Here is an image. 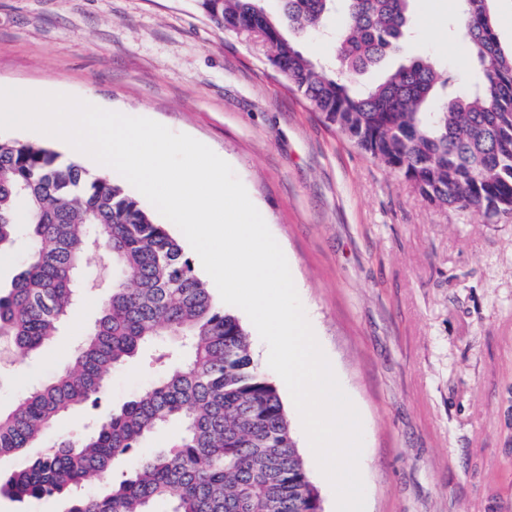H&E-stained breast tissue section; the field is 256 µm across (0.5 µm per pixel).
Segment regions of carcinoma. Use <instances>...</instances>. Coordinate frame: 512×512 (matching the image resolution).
I'll use <instances>...</instances> for the list:
<instances>
[{"mask_svg": "<svg viewBox=\"0 0 512 512\" xmlns=\"http://www.w3.org/2000/svg\"><path fill=\"white\" fill-rule=\"evenodd\" d=\"M342 2L334 69L305 57L290 33L319 30ZM219 30L254 34L272 64L325 120L429 202L474 207L487 223L512 215V52L499 44L488 0H462L457 30L481 81L459 93L427 58L356 89L352 79L394 50L411 0H196ZM32 240L0 293V342L22 356L56 335L82 292L86 257L100 241L112 288L73 358L0 409V493L18 503L55 498L65 512H317L320 496L292 437L276 386L258 369L248 332L213 296L181 244L106 177L47 147L0 138V253L18 226ZM148 357L152 382L100 412L80 437L38 448L62 416L100 406L112 371ZM168 446L136 468L125 462L160 430ZM102 479L92 496L79 492Z\"/></svg>", "mask_w": 512, "mask_h": 512, "instance_id": "cac0c4a2", "label": "carcinoma"}]
</instances>
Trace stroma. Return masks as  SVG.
I'll return each instance as SVG.
<instances>
[{
	"label": "stroma",
	"mask_w": 512,
	"mask_h": 512,
	"mask_svg": "<svg viewBox=\"0 0 512 512\" xmlns=\"http://www.w3.org/2000/svg\"><path fill=\"white\" fill-rule=\"evenodd\" d=\"M459 12L457 0H411L409 36L360 83L427 57L468 89L480 73L448 35ZM269 55L196 0H0V87L93 99L231 165L360 413L366 512H512V216L489 224L431 204L289 89ZM110 283L100 267L39 354L0 351V407L72 357ZM152 378L138 360L112 372L103 406ZM282 403L323 512H336L299 413Z\"/></svg>",
	"instance_id": "35a3bbf8"
}]
</instances>
